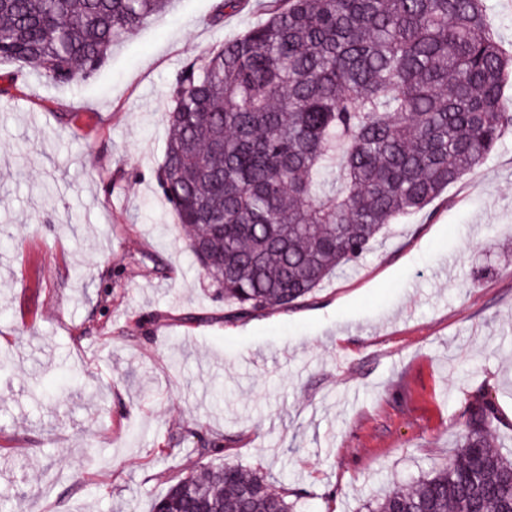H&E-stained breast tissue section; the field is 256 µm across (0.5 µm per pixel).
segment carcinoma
<instances>
[{
  "label": "carcinoma",
  "mask_w": 512,
  "mask_h": 512,
  "mask_svg": "<svg viewBox=\"0 0 512 512\" xmlns=\"http://www.w3.org/2000/svg\"><path fill=\"white\" fill-rule=\"evenodd\" d=\"M169 0H0V59L78 83ZM268 18L176 78L157 178L227 317L288 309L384 226L475 170L512 126V51L485 0H268ZM503 420L469 403L457 452L367 512H512ZM194 449L151 512H294L288 492Z\"/></svg>",
  "instance_id": "carcinoma-1"
}]
</instances>
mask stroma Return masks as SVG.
Instances as JSON below:
<instances>
[{"label": "stroma", "mask_w": 512, "mask_h": 512, "mask_svg": "<svg viewBox=\"0 0 512 512\" xmlns=\"http://www.w3.org/2000/svg\"><path fill=\"white\" fill-rule=\"evenodd\" d=\"M171 0L85 81L0 60V512H150L201 439L296 512L445 466L467 399L512 454V127L285 311L225 317L157 170L177 74L264 14Z\"/></svg>", "instance_id": "1"}]
</instances>
